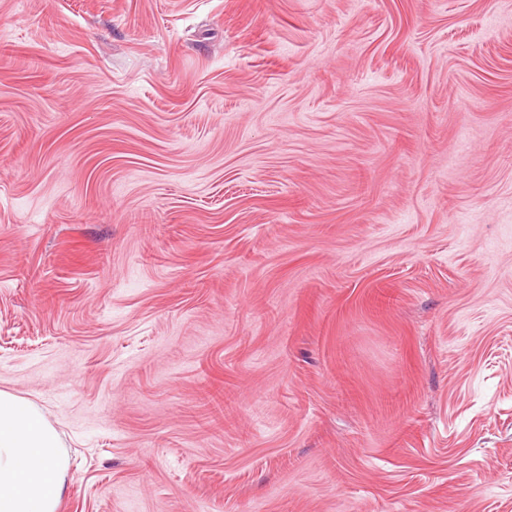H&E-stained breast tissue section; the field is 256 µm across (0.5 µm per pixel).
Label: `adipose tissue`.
Listing matches in <instances>:
<instances>
[{"label": "adipose tissue", "mask_w": 512, "mask_h": 512, "mask_svg": "<svg viewBox=\"0 0 512 512\" xmlns=\"http://www.w3.org/2000/svg\"><path fill=\"white\" fill-rule=\"evenodd\" d=\"M68 470L66 446L42 409L0 391V512H57Z\"/></svg>", "instance_id": "adipose-tissue-1"}]
</instances>
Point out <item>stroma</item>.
<instances>
[{
    "label": "stroma",
    "mask_w": 512,
    "mask_h": 512,
    "mask_svg": "<svg viewBox=\"0 0 512 512\" xmlns=\"http://www.w3.org/2000/svg\"><path fill=\"white\" fill-rule=\"evenodd\" d=\"M0 391L58 512H512V0H0Z\"/></svg>",
    "instance_id": "35a3bbf8"
}]
</instances>
